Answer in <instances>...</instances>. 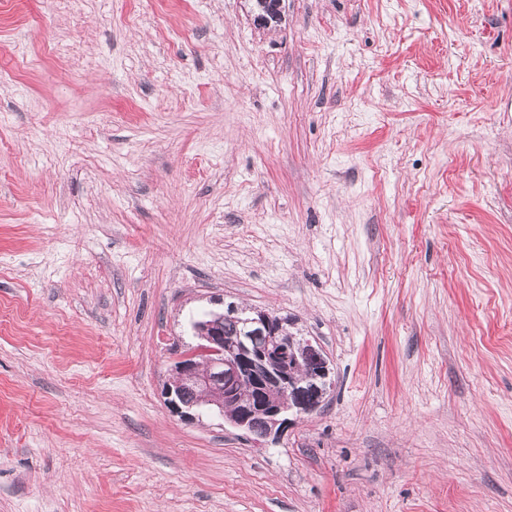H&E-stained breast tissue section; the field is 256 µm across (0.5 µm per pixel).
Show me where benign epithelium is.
I'll use <instances>...</instances> for the list:
<instances>
[{
  "label": "benign epithelium",
  "mask_w": 512,
  "mask_h": 512,
  "mask_svg": "<svg viewBox=\"0 0 512 512\" xmlns=\"http://www.w3.org/2000/svg\"><path fill=\"white\" fill-rule=\"evenodd\" d=\"M223 320L196 327L199 343L180 355L166 388L168 403L182 416L200 409L187 389L205 394L210 410L247 431L255 443L281 436L289 415L308 414L320 404L330 370L320 349L288 330V320L253 309L238 336H225Z\"/></svg>",
  "instance_id": "benign-epithelium-1"
}]
</instances>
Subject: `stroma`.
I'll return each instance as SVG.
<instances>
[{"label":"stroma","mask_w":512,"mask_h":512,"mask_svg":"<svg viewBox=\"0 0 512 512\" xmlns=\"http://www.w3.org/2000/svg\"><path fill=\"white\" fill-rule=\"evenodd\" d=\"M0 0V512H512V0ZM288 318L266 447L165 388ZM251 313L238 336L237 317L196 321L193 327L206 322L196 327L200 342L175 361L166 394L177 414L191 416L201 408L194 401L206 402L264 447L270 438L281 436L290 414H308L319 406L330 370L311 339L288 330V320L263 310ZM301 371L306 374L299 377ZM189 388L202 391L205 402L199 392L186 391Z\"/></svg>","instance_id":"1"}]
</instances>
